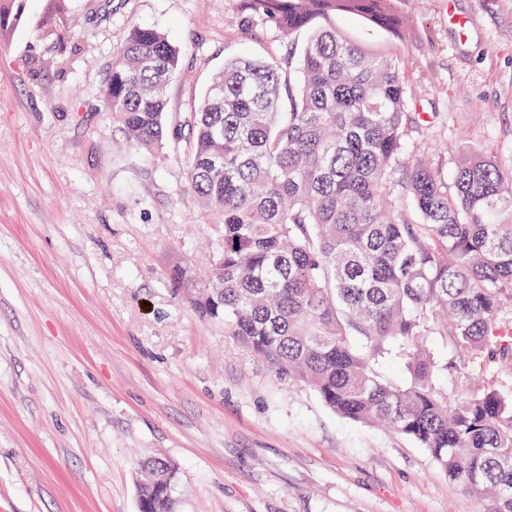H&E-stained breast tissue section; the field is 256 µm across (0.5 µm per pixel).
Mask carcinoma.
<instances>
[{
	"mask_svg": "<svg viewBox=\"0 0 512 512\" xmlns=\"http://www.w3.org/2000/svg\"><path fill=\"white\" fill-rule=\"evenodd\" d=\"M28 0H0V42ZM71 0H50L41 37L64 57ZM360 0H242L291 36L308 32L296 76L262 58H232L190 113L187 188L218 216L207 281L172 270L175 292L224 325L276 373L312 387L345 418L384 422L425 448L483 512H512V394L487 387L448 399L428 337L472 359L512 341V167L458 144L451 179L407 153L410 111L397 44L373 46L330 25ZM181 49L132 25L102 89L126 141L167 137L165 87ZM395 355L401 385L379 370ZM175 460L137 464L139 512H171Z\"/></svg>",
	"mask_w": 512,
	"mask_h": 512,
	"instance_id": "cac0c4a2",
	"label": "carcinoma"
}]
</instances>
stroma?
Listing matches in <instances>:
<instances>
[{
    "mask_svg": "<svg viewBox=\"0 0 512 512\" xmlns=\"http://www.w3.org/2000/svg\"><path fill=\"white\" fill-rule=\"evenodd\" d=\"M412 111L407 143L450 173L447 142L512 165V0H392ZM241 0H74L60 61L45 0L0 45V512H138L137 461L181 477L176 512H480L425 448L346 419L200 319L170 275L206 274L208 220L186 190V121L243 54L299 59L304 35L242 27ZM471 17L460 36L450 13ZM182 49L166 88L180 140L132 148L105 112L113 51L133 24ZM457 399L512 393V354L473 361L429 339Z\"/></svg>",
    "mask_w": 512,
    "mask_h": 512,
    "instance_id": "obj_1",
    "label": "stroma"
}]
</instances>
